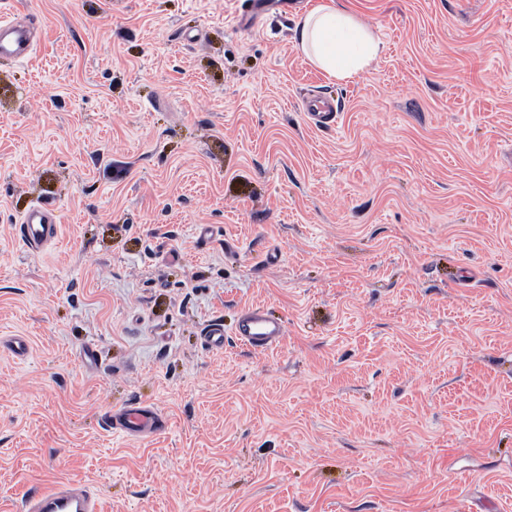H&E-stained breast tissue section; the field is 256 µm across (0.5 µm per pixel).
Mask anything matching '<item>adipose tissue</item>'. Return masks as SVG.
I'll return each mask as SVG.
<instances>
[{"mask_svg":"<svg viewBox=\"0 0 512 512\" xmlns=\"http://www.w3.org/2000/svg\"><path fill=\"white\" fill-rule=\"evenodd\" d=\"M296 40L314 66L339 81L367 71L381 52V44L370 25L333 4L307 12L300 20Z\"/></svg>","mask_w":512,"mask_h":512,"instance_id":"adipose-tissue-1","label":"adipose tissue"}]
</instances>
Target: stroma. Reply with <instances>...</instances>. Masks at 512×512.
Masks as SVG:
<instances>
[{"instance_id": "stroma-1", "label": "stroma", "mask_w": 512, "mask_h": 512, "mask_svg": "<svg viewBox=\"0 0 512 512\" xmlns=\"http://www.w3.org/2000/svg\"><path fill=\"white\" fill-rule=\"evenodd\" d=\"M322 2L0 0L38 27L0 58V512H512V0H339L383 45L347 82L295 44ZM132 403L167 428L106 429ZM308 117L315 126H327L336 119V106L322 97L306 99L303 102ZM55 209L35 203L16 225V234L26 247H46L58 241L59 224ZM232 334L256 351L266 350L281 342L285 335V324L268 316L262 308L244 309ZM88 487L60 483L35 494L28 504L27 512H100Z\"/></svg>"}]
</instances>
